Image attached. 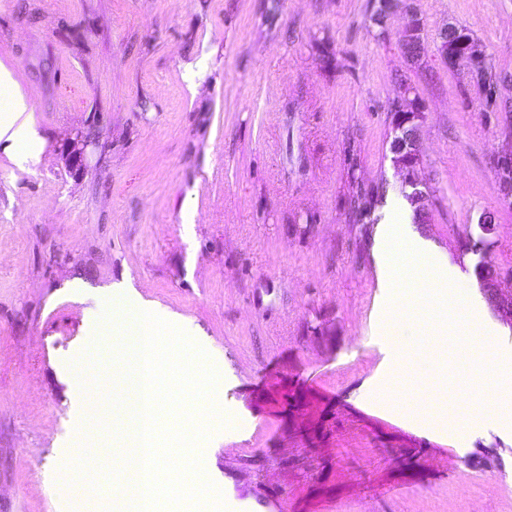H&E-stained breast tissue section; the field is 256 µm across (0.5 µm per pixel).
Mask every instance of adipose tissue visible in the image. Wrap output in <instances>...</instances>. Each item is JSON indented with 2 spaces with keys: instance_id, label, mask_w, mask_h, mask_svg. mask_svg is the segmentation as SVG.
Returning <instances> with one entry per match:
<instances>
[{
  "instance_id": "adipose-tissue-1",
  "label": "adipose tissue",
  "mask_w": 512,
  "mask_h": 512,
  "mask_svg": "<svg viewBox=\"0 0 512 512\" xmlns=\"http://www.w3.org/2000/svg\"><path fill=\"white\" fill-rule=\"evenodd\" d=\"M0 96L9 102L10 116L0 121V150L18 164L38 161L44 146L34 119V107L28 100L9 66L0 62Z\"/></svg>"
}]
</instances>
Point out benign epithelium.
<instances>
[{
  "label": "benign epithelium",
  "mask_w": 512,
  "mask_h": 512,
  "mask_svg": "<svg viewBox=\"0 0 512 512\" xmlns=\"http://www.w3.org/2000/svg\"><path fill=\"white\" fill-rule=\"evenodd\" d=\"M423 20L417 13H411L410 21L402 35V49L406 57L416 62L423 54ZM441 59L448 68L455 69L462 63L481 57L474 40L456 26H448L440 33L438 46ZM390 151L392 162L401 175L402 187L407 189L404 196L413 209L415 223L430 222L432 191L428 181L421 175V148L419 130L425 120V112L417 99L397 103L392 110ZM88 141L74 139L70 145L69 165L75 169L82 166ZM489 305L512 320V292H504L497 278L478 276Z\"/></svg>",
  "instance_id": "obj_1"
}]
</instances>
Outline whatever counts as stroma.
Returning a JSON list of instances; mask_svg holds the SVG:
<instances>
[{"label": "stroma", "mask_w": 512, "mask_h": 512, "mask_svg": "<svg viewBox=\"0 0 512 512\" xmlns=\"http://www.w3.org/2000/svg\"><path fill=\"white\" fill-rule=\"evenodd\" d=\"M378 3L0 0V61L46 139L25 167L0 151V512L143 505L136 463L84 438L94 426L139 450L123 381L81 365L124 279L236 380L219 407L246 418L212 421L202 441L225 512H512V431L454 433L476 404H443L416 369L383 397L374 225L351 206L402 197L389 134L409 88L433 190L418 233L512 290L497 175L512 151V0H411L416 64L407 14L375 22ZM449 25L482 68L442 61ZM79 135L91 143L73 171ZM423 31V20L418 16L417 13L411 12L410 21L403 31L401 45L404 54L412 62H417L420 60L422 54L424 53ZM412 50L416 51L414 55L410 53Z\"/></svg>", "instance_id": "1"}]
</instances>
